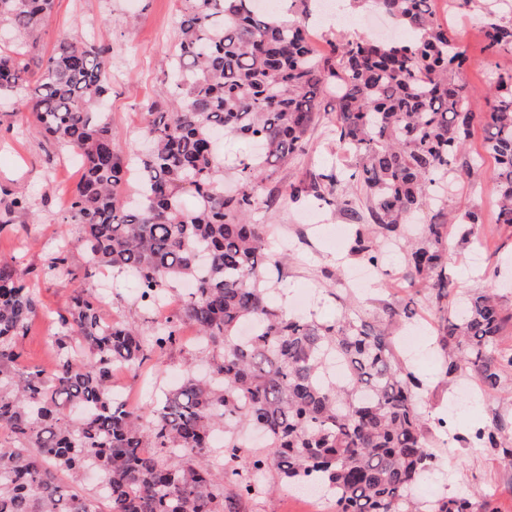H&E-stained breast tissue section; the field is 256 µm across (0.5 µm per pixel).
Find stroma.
<instances>
[{"label": "stroma", "instance_id": "stroma-1", "mask_svg": "<svg viewBox=\"0 0 512 512\" xmlns=\"http://www.w3.org/2000/svg\"><path fill=\"white\" fill-rule=\"evenodd\" d=\"M180 0H54L49 24L38 47L39 55L51 54L61 38L71 31L86 36L108 39L112 45V92L105 107L112 128L119 136L121 149H129L138 141L143 124V110L148 103H168L173 86L166 75L165 60L179 37ZM465 28L459 29L461 45L469 56V65L461 74L463 83L483 91L493 70L507 67L512 55L489 54L483 49L484 39L479 30L480 18L470 15ZM306 23L318 54H328L331 43L341 38L356 39L369 35L371 28L386 27L380 17L365 21L361 11H352L348 23L335 25L325 20L320 11H313ZM484 131L475 124L466 145L467 156L478 164L470 175L454 178L453 195L442 212L424 210L425 217L439 216L448 226V280L452 287L483 290L489 264H497L501 272L499 302L505 312H512V225L495 220V193L492 175L495 163L482 151ZM336 162V147L320 124L309 135L304 154L280 166L258 190L261 199L272 200V207H259L257 223L271 227L272 243L289 241L294 257L282 267L272 294L274 302L290 309L293 296L307 292L310 312L319 320H336L342 308L363 314L385 315L387 308L398 310L392 326L395 341L404 353L408 365L426 380L421 406L425 414L437 417L451 415L454 429L464 434L476 426L501 425L506 439H512V373L504 376L498 392L490 398L462 405L457 414L448 407L467 378H445V352L437 336L423 332L422 324L433 320L427 300H420L413 318H405L401 310L408 292L400 286L403 264L393 259L391 274L384 280H369L351 288L346 302L329 295L330 276L336 270L361 266L362 260L352 253L348 241L337 248L325 242V230L333 224L350 225V210L366 213L367 200L362 192H352L349 210L308 199L293 205L288 201V186L309 180ZM81 176L78 165L69 160L66 149L45 136L30 113L19 110L17 104L0 105V189L32 201V211L17 215L14 224L0 231V256L17 257V269L28 274L39 268L47 253L57 245L63 233L54 216L68 205L71 191ZM49 194L51 204L42 207V194ZM465 210L477 211L481 222L470 240H462L455 216ZM483 253L480 265L470 263L473 250ZM72 286L65 279L40 283L36 290L40 309L34 327L23 341L25 362L43 365L51 355L50 345L55 326L50 313L67 306ZM439 466L423 478L415 488V496L426 502L448 494L467 495L476 490H491L496 494L499 512H512V467L501 464L490 449L471 448L455 442L437 445ZM267 487L245 502L242 512H310L304 499L287 495L278 485L275 474L263 479Z\"/></svg>", "mask_w": 512, "mask_h": 512}]
</instances>
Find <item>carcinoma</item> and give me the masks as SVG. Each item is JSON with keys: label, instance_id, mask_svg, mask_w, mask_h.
I'll return each mask as SVG.
<instances>
[{"label": "carcinoma", "instance_id": "cac0c4a2", "mask_svg": "<svg viewBox=\"0 0 512 512\" xmlns=\"http://www.w3.org/2000/svg\"><path fill=\"white\" fill-rule=\"evenodd\" d=\"M367 1L411 37L339 39L322 61L304 24L276 21L258 0H182L168 58L177 98L146 105L141 136L150 149L140 155L116 148L99 111L111 87V45L73 31L36 58L54 0H0V22L17 37L15 49L0 50V93L80 157L83 174L61 223L73 225L87 256L78 265L60 246L37 273L76 284L54 317L51 370L23 364L36 299L17 258H0V512H239L272 472L289 486L317 484L336 512H497L483 491L413 498L439 458L415 402L423 383L391 336L396 312H346L327 323L290 316L270 299L272 272L288 257L269 252V225L252 220L258 184L305 152L324 117L348 165L290 184L288 199L310 193L343 205L345 189L363 190L370 221L353 225L352 252L381 269L393 243L407 287L433 291L445 376L470 377L487 396L512 370V348L499 344L512 314L493 285L449 299L448 225L431 221L421 237L403 238L422 207L444 206L448 173L472 169L464 149L478 120L496 162L497 221L512 225V73L490 77L477 113L458 80L469 56L434 0H350L355 8ZM453 2L482 14L484 50L512 53L502 0ZM219 132L264 147L234 163L231 195L214 146ZM184 193L198 205L183 207ZM30 207L27 197L3 202L0 227ZM100 270L136 278L135 299L117 319L104 314L98 291L82 287ZM189 279L196 288L171 319L143 323ZM187 323L205 343L211 375L188 367L156 404L129 408L111 372L140 373L156 353L182 345ZM336 362L340 379L328 376ZM246 427L263 432V449H244ZM464 442L512 466L499 426H479ZM87 471L99 477L92 493L73 483ZM226 483L235 495H224Z\"/></svg>", "mask_w": 512, "mask_h": 512}]
</instances>
